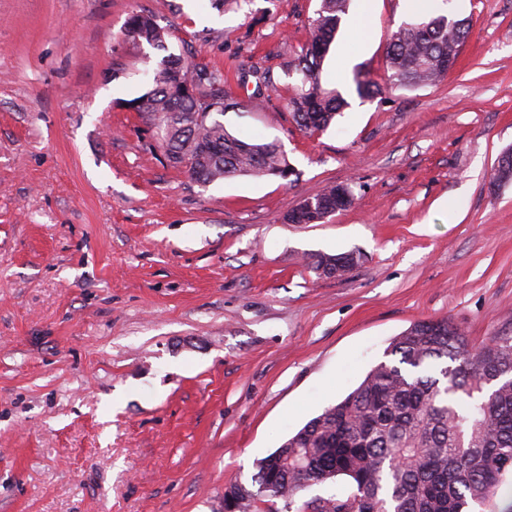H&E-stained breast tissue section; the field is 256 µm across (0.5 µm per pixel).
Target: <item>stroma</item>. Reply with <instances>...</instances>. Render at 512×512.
<instances>
[{
	"instance_id": "35a3bbf8",
	"label": "stroma",
	"mask_w": 512,
	"mask_h": 512,
	"mask_svg": "<svg viewBox=\"0 0 512 512\" xmlns=\"http://www.w3.org/2000/svg\"><path fill=\"white\" fill-rule=\"evenodd\" d=\"M320 0H0V512H221L224 490L351 392L414 322L470 345L512 332V0H453L471 24L434 85L397 89L298 130L287 62ZM220 70L225 127L278 140L289 179L203 185L124 108L155 50ZM418 0H350L325 86L385 79L389 35ZM272 85L254 110L250 70ZM354 203L284 214L330 184ZM356 253L342 279L310 256ZM351 490L339 476L291 505ZM348 186V185H347ZM351 192V199L347 200L345 203L344 200L336 193L338 189L335 185H330L322 189L317 196L314 198L318 201V206L314 211H300L298 216L290 217L286 219L283 217V220L287 224H318L322 221L324 214L326 211L328 212H339L350 207L354 202V195L350 186H348ZM318 207H321L319 209Z\"/></svg>"
}]
</instances>
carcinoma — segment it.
<instances>
[{"instance_id":"1","label":"carcinoma","mask_w":512,"mask_h":512,"mask_svg":"<svg viewBox=\"0 0 512 512\" xmlns=\"http://www.w3.org/2000/svg\"><path fill=\"white\" fill-rule=\"evenodd\" d=\"M348 0H321L311 36L286 64L298 75L288 109L299 129L324 131L351 102L321 83L324 61L335 43ZM424 15L391 33L387 78L353 77L359 98L384 88H414L443 79L470 34L465 19L435 13L423 0ZM159 53L148 88L123 101L150 121L165 153L185 165L202 184L238 177L287 178L293 168L282 146L229 132L220 117L239 106L222 85L224 75L169 51L167 29L148 13L132 14L122 32ZM210 112L212 118L184 134L181 115ZM337 187L322 189L318 208L300 211L287 224H318L325 212H339ZM338 265L330 278L352 269L349 254H319ZM391 361L372 367L344 398L324 408L273 453L256 461L251 486L236 484L247 497L234 512H251L261 501L292 500L309 482L349 479L352 491L319 497L311 512H472L488 507L512 474V333H497L477 348L446 318L412 324L391 343Z\"/></svg>"}]
</instances>
